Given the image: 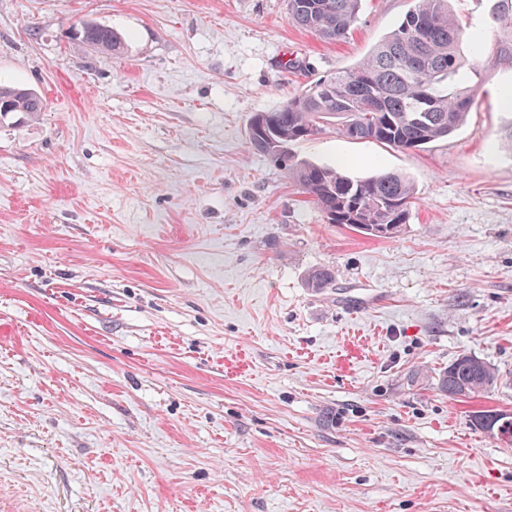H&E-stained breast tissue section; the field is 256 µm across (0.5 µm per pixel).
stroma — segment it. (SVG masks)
Instances as JSON below:
<instances>
[{
    "label": "stroma",
    "instance_id": "stroma-1",
    "mask_svg": "<svg viewBox=\"0 0 512 512\" xmlns=\"http://www.w3.org/2000/svg\"><path fill=\"white\" fill-rule=\"evenodd\" d=\"M412 0L328 43L286 0H0V512H512V74L416 152L328 123L300 160L414 184L391 238L328 223L247 146L254 113L354 66ZM464 52L490 0H452ZM112 27L121 56L75 34ZM332 268L333 287L305 274ZM500 375L442 392L460 355ZM2 103L10 105L14 112L23 114L26 119L35 117L44 112V99L32 89L20 85L0 84V106Z\"/></svg>",
    "mask_w": 512,
    "mask_h": 512
}]
</instances>
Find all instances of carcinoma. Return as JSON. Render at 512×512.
Segmentation results:
<instances>
[{
	"label": "carcinoma",
	"mask_w": 512,
	"mask_h": 512,
	"mask_svg": "<svg viewBox=\"0 0 512 512\" xmlns=\"http://www.w3.org/2000/svg\"><path fill=\"white\" fill-rule=\"evenodd\" d=\"M362 0H287L288 21L326 42L348 38L359 22ZM494 43L490 63L512 72V0H494L489 15ZM96 51L119 55L122 37L111 28L86 23L76 30ZM460 21L451 0H414L400 24L363 60L322 77L302 93L268 113L279 140L290 147L318 133L328 120H340L339 132L352 141H375L397 151L422 150L444 140L465 123L476 104L486 69L462 55ZM35 117L44 99L32 89L0 84V104ZM296 183L329 224H363L362 208L379 204L374 218L398 232L410 217L414 185L403 174L380 171L354 178L329 166L298 160L291 154L274 161ZM321 291L335 283L334 271L314 267L305 277ZM488 364L461 366L456 377L443 370V392L479 395L498 382Z\"/></svg>",
	"instance_id": "carcinoma-1"
}]
</instances>
